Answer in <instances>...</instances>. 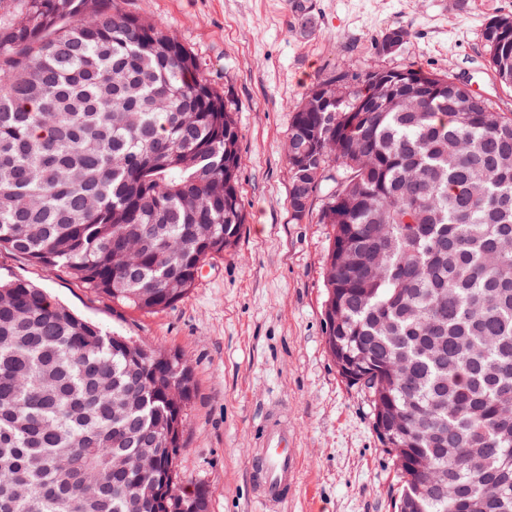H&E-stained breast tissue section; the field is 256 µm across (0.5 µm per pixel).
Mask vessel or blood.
<instances>
[{"label": "vessel or blood", "mask_w": 512, "mask_h": 512, "mask_svg": "<svg viewBox=\"0 0 512 512\" xmlns=\"http://www.w3.org/2000/svg\"><path fill=\"white\" fill-rule=\"evenodd\" d=\"M262 438L249 463L251 482L262 512H281L295 484L296 454L288 446V427L281 419H268Z\"/></svg>", "instance_id": "b4317fda"}]
</instances>
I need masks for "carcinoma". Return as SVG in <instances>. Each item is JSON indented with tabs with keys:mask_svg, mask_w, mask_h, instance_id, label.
<instances>
[{
	"mask_svg": "<svg viewBox=\"0 0 512 512\" xmlns=\"http://www.w3.org/2000/svg\"><path fill=\"white\" fill-rule=\"evenodd\" d=\"M482 31L512 87V42ZM325 126L294 112L328 170L319 223L325 344L397 424V512H512V113L354 111L369 72ZM228 96L159 19L117 0H0V251L63 272L121 307L181 301L246 215ZM292 220L304 176L288 160ZM193 373L104 331L28 280L0 274V512H199L177 481Z\"/></svg>",
	"mask_w": 512,
	"mask_h": 512,
	"instance_id": "carcinoma-1",
	"label": "carcinoma"
}]
</instances>
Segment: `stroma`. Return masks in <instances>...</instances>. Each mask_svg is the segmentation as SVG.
Returning <instances> with one entry per match:
<instances>
[{
  "label": "stroma",
  "instance_id": "1",
  "mask_svg": "<svg viewBox=\"0 0 512 512\" xmlns=\"http://www.w3.org/2000/svg\"><path fill=\"white\" fill-rule=\"evenodd\" d=\"M162 20L235 104L246 222L236 245L203 268L192 291L155 314L116 307L62 273L0 253V271L29 280L108 332L182 355L194 375L176 460L204 487L210 512H258L248 462L264 415L288 424L299 459L283 512H395L400 472L373 429L367 393L325 345L323 261L333 239L321 198L294 222L285 146L308 88L338 69L420 66L465 82L504 111L512 89L481 41L512 0H122ZM393 28L400 52L381 51Z\"/></svg>",
  "mask_w": 512,
  "mask_h": 512
}]
</instances>
